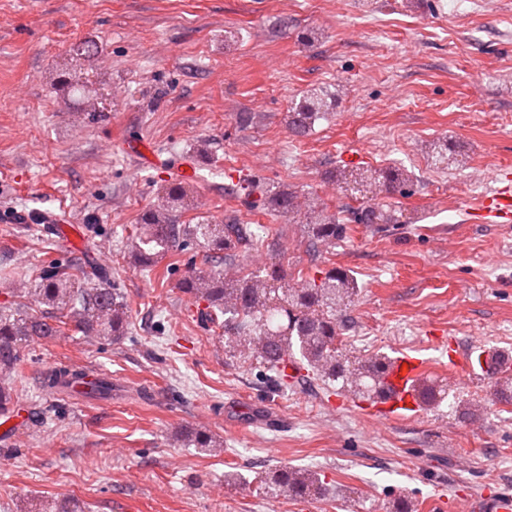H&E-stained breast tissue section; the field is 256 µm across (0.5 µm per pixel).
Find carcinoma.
I'll return each mask as SVG.
<instances>
[{"label": "carcinoma", "mask_w": 512, "mask_h": 512, "mask_svg": "<svg viewBox=\"0 0 512 512\" xmlns=\"http://www.w3.org/2000/svg\"><path fill=\"white\" fill-rule=\"evenodd\" d=\"M339 93L331 85L314 86L291 101L288 131L304 137L317 121L336 112ZM433 167L463 163L459 147L443 140L429 154ZM367 193L357 207L336 209L318 197L306 196L293 185L274 186L240 182L224 186V193L241 202L250 212L303 225L306 252L314 272L288 276L280 261L247 270L237 257L254 249L262 239L253 226L229 215L224 223L200 220L177 224L172 213L184 209L187 192L182 182L169 183L158 203L145 211L134 225L126 259L128 266L152 271L166 257L176 269L185 251L201 257L202 267L192 268L179 280V291L196 307L198 322L211 335L224 340L225 364L258 368L266 382L277 390L307 389L319 382L329 392L353 390L369 398L384 387L389 359L381 354L348 356L337 347L349 328L347 306L358 295L359 286L350 270L318 268L323 250L347 238L349 224H399L395 211L384 208L381 198L409 197L416 192L414 174L397 166L366 168L343 177ZM30 298L41 306L32 314L18 293L10 305L0 308V416L14 410L15 397L25 379V349L36 338L67 334L69 327L84 336L112 343L132 335V323L124 292L107 276L88 268L79 259L52 261L40 273V284ZM294 373L288 374V364ZM43 386L81 389L85 396L112 397V383L104 378L85 381V373L66 366L42 377ZM420 404L433 405L450 389L416 384ZM188 445L208 452L222 451V444L201 430L181 434ZM260 483L271 496L312 499L324 486L317 474L290 466L261 473Z\"/></svg>", "instance_id": "cac0c4a2"}]
</instances>
